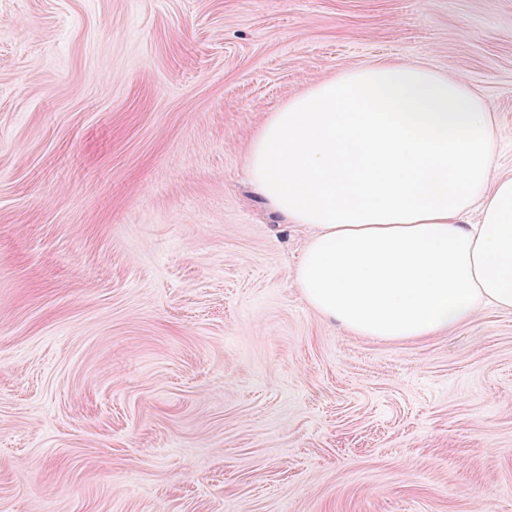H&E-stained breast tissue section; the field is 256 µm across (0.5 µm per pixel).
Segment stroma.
<instances>
[{"mask_svg": "<svg viewBox=\"0 0 512 512\" xmlns=\"http://www.w3.org/2000/svg\"><path fill=\"white\" fill-rule=\"evenodd\" d=\"M384 58L481 93L512 170V0H0V512H512V314L354 335L248 182Z\"/></svg>", "mask_w": 512, "mask_h": 512, "instance_id": "35a3bbf8", "label": "stroma"}]
</instances>
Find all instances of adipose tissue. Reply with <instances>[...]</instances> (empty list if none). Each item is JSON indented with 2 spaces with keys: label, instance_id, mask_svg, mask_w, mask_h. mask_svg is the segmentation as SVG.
Masks as SVG:
<instances>
[{
  "label": "adipose tissue",
  "instance_id": "adipose-tissue-1",
  "mask_svg": "<svg viewBox=\"0 0 512 512\" xmlns=\"http://www.w3.org/2000/svg\"><path fill=\"white\" fill-rule=\"evenodd\" d=\"M496 117L463 80L383 59L319 80L273 112L247 169L307 240L294 285L360 336L421 339L512 312V173Z\"/></svg>",
  "mask_w": 512,
  "mask_h": 512
}]
</instances>
